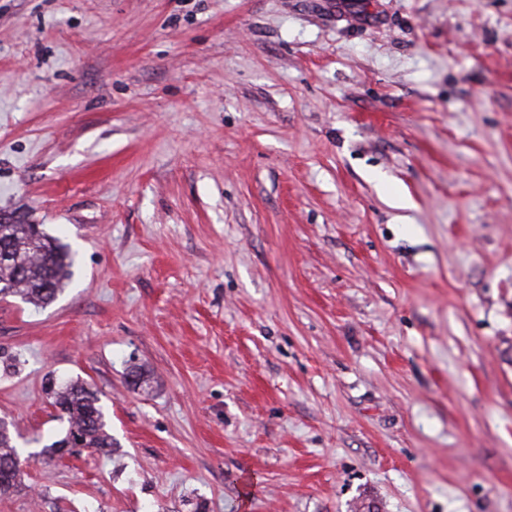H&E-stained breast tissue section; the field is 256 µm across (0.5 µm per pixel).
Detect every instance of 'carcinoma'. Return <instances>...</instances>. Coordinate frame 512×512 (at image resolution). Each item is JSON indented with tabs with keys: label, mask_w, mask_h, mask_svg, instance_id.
I'll return each mask as SVG.
<instances>
[{
	"label": "carcinoma",
	"mask_w": 512,
	"mask_h": 512,
	"mask_svg": "<svg viewBox=\"0 0 512 512\" xmlns=\"http://www.w3.org/2000/svg\"><path fill=\"white\" fill-rule=\"evenodd\" d=\"M68 249L37 224H0V293L21 295L32 303L49 304L71 276ZM51 404L67 421L65 435L43 447L42 454L58 458L82 449L109 451L112 435L98 392L72 383L53 392ZM9 426L0 425V495L22 489L24 470Z\"/></svg>",
	"instance_id": "obj_1"
}]
</instances>
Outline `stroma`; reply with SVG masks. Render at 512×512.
Returning a JSON list of instances; mask_svg holds the SVG:
<instances>
[{"mask_svg": "<svg viewBox=\"0 0 512 512\" xmlns=\"http://www.w3.org/2000/svg\"><path fill=\"white\" fill-rule=\"evenodd\" d=\"M0 221V512H512V0H0ZM68 249L38 224H0V293L49 304L71 276ZM51 398V404L59 410L60 417L67 421L68 428L62 438L43 447V455H58L61 459L65 454L80 452V449L111 451L112 435L108 431L97 391L72 383L53 391ZM69 440L72 441V447H64ZM9 425H0V495L7 496L22 489L24 470Z\"/></svg>", "mask_w": 512, "mask_h": 512, "instance_id": "stroma-1", "label": "stroma"}]
</instances>
